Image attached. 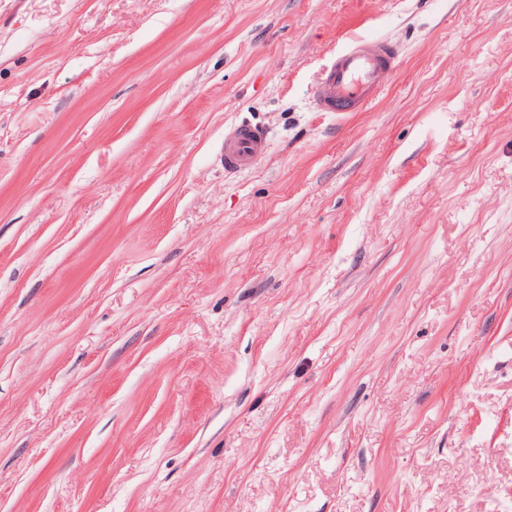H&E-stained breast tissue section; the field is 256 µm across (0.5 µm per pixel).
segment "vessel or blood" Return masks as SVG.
<instances>
[{
    "instance_id": "1",
    "label": "vessel or blood",
    "mask_w": 512,
    "mask_h": 512,
    "mask_svg": "<svg viewBox=\"0 0 512 512\" xmlns=\"http://www.w3.org/2000/svg\"><path fill=\"white\" fill-rule=\"evenodd\" d=\"M396 50L388 43L353 39L324 73L315 90L321 108L350 112L372 102L393 69ZM266 151V136L254 126L239 125L224 137L221 159L225 169L252 168Z\"/></svg>"
}]
</instances>
